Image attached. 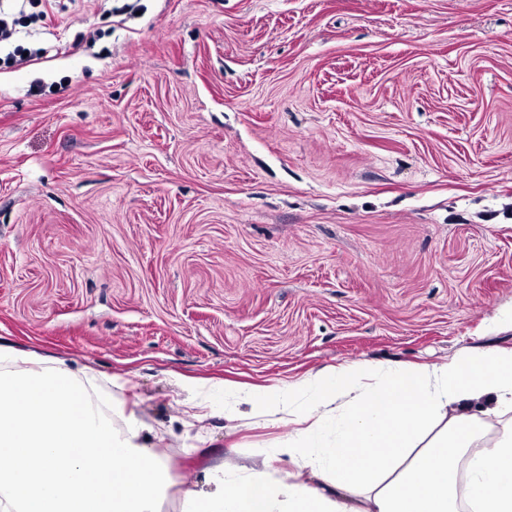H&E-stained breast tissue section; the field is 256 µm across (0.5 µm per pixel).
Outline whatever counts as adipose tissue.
Here are the masks:
<instances>
[{"label": "adipose tissue", "mask_w": 512, "mask_h": 512, "mask_svg": "<svg viewBox=\"0 0 512 512\" xmlns=\"http://www.w3.org/2000/svg\"><path fill=\"white\" fill-rule=\"evenodd\" d=\"M0 363V512H160L168 463L147 421L114 418L65 364L1 345ZM244 401L293 425L292 481L224 462L207 488L184 492L182 512H512V428L473 447L499 409H512V351L423 370L364 363ZM444 407V427L420 445ZM328 424L336 440L324 446Z\"/></svg>", "instance_id": "ef3b65f1"}]
</instances>
